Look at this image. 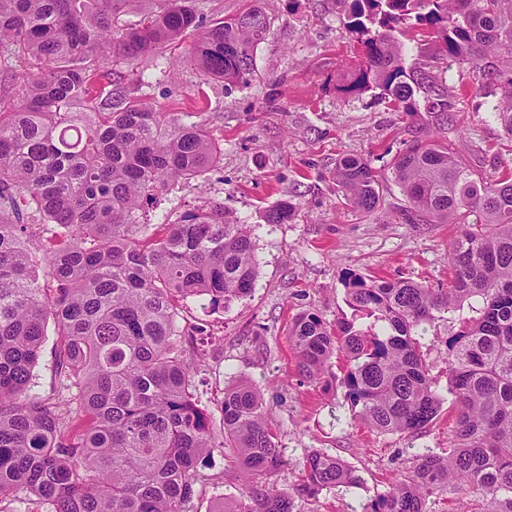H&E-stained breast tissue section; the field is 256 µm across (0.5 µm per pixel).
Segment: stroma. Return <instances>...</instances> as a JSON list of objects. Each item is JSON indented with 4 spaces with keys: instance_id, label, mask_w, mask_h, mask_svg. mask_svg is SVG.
<instances>
[{
    "instance_id": "obj_1",
    "label": "stroma",
    "mask_w": 512,
    "mask_h": 512,
    "mask_svg": "<svg viewBox=\"0 0 512 512\" xmlns=\"http://www.w3.org/2000/svg\"><path fill=\"white\" fill-rule=\"evenodd\" d=\"M254 3L268 12L271 26L254 53L249 84L227 86L197 69L190 60L192 33L134 62H96V79L107 87L113 71L123 72L129 100L149 103L181 124H203L220 145L216 166L165 193L149 212L151 223L216 200L255 227L258 274L251 295L215 310L195 298L180 310L183 321L205 328L185 343L184 355L191 362L205 359L195 395L214 427L223 426L225 386L251 380L285 459L272 483L293 489L315 450L340 457L363 479L357 487L324 490L310 502L296 500L294 512H361L413 470L418 449L447 448L453 416L441 412L413 438L368 429L355 421L342 392L303 381L288 327L306 310L332 324L351 318L343 286L351 271L449 287L448 251L461 227L406 223L403 197L390 181L372 213L347 204L336 190L339 158L358 157L389 170L415 132L433 131L434 118L395 111L376 88L350 97L337 91L342 73L360 62L342 0H195L208 25ZM445 79L454 123L467 133L466 153L478 155L487 176L497 178L512 167V137L493 119L484 98L467 93V66H450ZM284 200L295 207L291 220L263 223L264 210ZM460 317L457 311L444 314L420 339L442 391L448 386L445 340L458 329ZM242 489L233 456L214 449L198 465L191 512H215L239 498Z\"/></svg>"
}]
</instances>
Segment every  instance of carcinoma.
I'll list each match as a JSON object with an SVG mask.
<instances>
[{
  "label": "carcinoma",
  "instance_id": "1",
  "mask_svg": "<svg viewBox=\"0 0 512 512\" xmlns=\"http://www.w3.org/2000/svg\"><path fill=\"white\" fill-rule=\"evenodd\" d=\"M163 2L130 22L122 16L150 0H0V47L22 63L12 95L0 98V502L29 492L50 512H189L200 458L224 448L244 490L215 512H294V498L361 477L316 450L293 491L254 486L283 466L262 395L246 380L225 388L215 433L182 349L203 328L178 321L188 298L223 308L252 291L254 225L219 201L145 221L160 193L204 175L220 147L200 124L127 101L120 72L106 94L91 89L96 61H137L189 32L201 72L246 84L270 20L252 6L205 27L194 0ZM346 2L362 62L341 93L378 88L407 115L440 112L437 124L448 123L445 87L426 66L405 65L396 36L405 25L434 39L435 61L471 66V88L494 98L492 117L512 135V0ZM392 178L408 223L461 225L451 286L349 274V306L381 332L304 311L288 331L298 369L316 386L335 381L353 415L380 434L413 436L445 403L454 413L448 450L423 449L362 512H427V500L452 487L475 494L462 512H512V174L489 181L447 140L419 136L395 158ZM382 184L364 159L336 162V185L361 213L380 205ZM292 214L282 201L263 220L286 224ZM466 306L476 315L446 341L444 395L418 337ZM50 319L57 397L45 401L31 387ZM337 354L346 365L327 380Z\"/></svg>",
  "mask_w": 512,
  "mask_h": 512
}]
</instances>
